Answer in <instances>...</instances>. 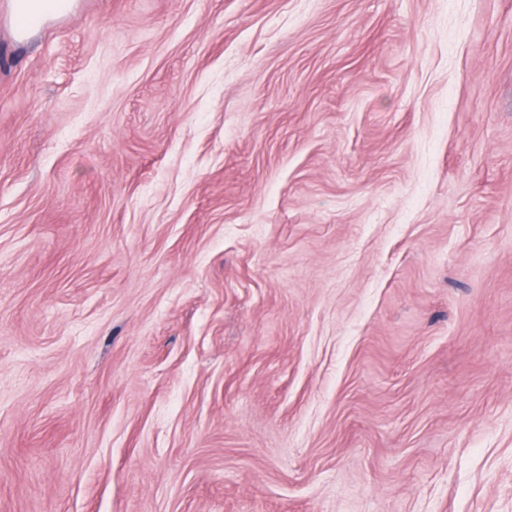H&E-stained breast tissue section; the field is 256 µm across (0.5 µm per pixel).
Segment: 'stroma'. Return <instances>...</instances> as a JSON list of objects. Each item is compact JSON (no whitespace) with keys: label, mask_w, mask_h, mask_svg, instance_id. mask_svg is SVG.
Wrapping results in <instances>:
<instances>
[{"label":"stroma","mask_w":512,"mask_h":512,"mask_svg":"<svg viewBox=\"0 0 512 512\" xmlns=\"http://www.w3.org/2000/svg\"><path fill=\"white\" fill-rule=\"evenodd\" d=\"M0 0V512H512V0ZM75 2V0H11L17 39L23 40L31 31L47 21L67 15L74 8Z\"/></svg>","instance_id":"35a3bbf8"}]
</instances>
